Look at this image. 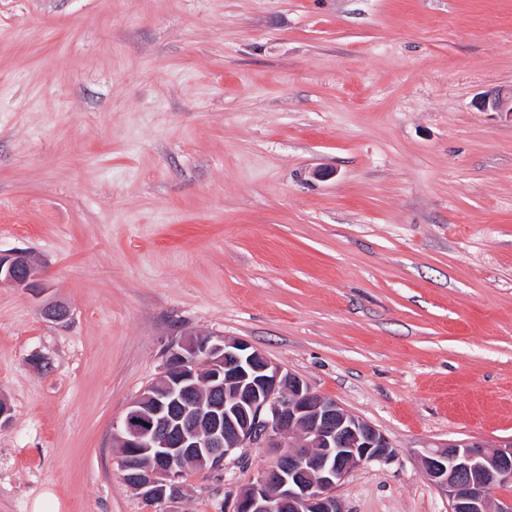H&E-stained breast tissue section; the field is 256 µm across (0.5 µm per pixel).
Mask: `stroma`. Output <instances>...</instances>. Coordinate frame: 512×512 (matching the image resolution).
I'll return each mask as SVG.
<instances>
[{
  "instance_id": "obj_1",
  "label": "stroma",
  "mask_w": 512,
  "mask_h": 512,
  "mask_svg": "<svg viewBox=\"0 0 512 512\" xmlns=\"http://www.w3.org/2000/svg\"><path fill=\"white\" fill-rule=\"evenodd\" d=\"M510 90L512 0H0V251L44 277L0 288V512H230L278 449L121 478L191 331L386 436L345 512H448L422 455L512 438Z\"/></svg>"
}]
</instances>
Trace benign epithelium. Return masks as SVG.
<instances>
[{"label": "benign epithelium", "mask_w": 512, "mask_h": 512, "mask_svg": "<svg viewBox=\"0 0 512 512\" xmlns=\"http://www.w3.org/2000/svg\"><path fill=\"white\" fill-rule=\"evenodd\" d=\"M512 112V93L482 100ZM43 287L41 270L25 251H0V287ZM42 316L63 323L69 307L48 302ZM208 372L212 395L196 396V375ZM116 436L126 456L149 455L123 478L149 503L181 490L183 464L213 471L243 448L280 453L235 500L233 512H344L335 495L356 467L390 458L388 439L374 426L315 394L298 375L240 339L189 332L169 348L162 371L129 406ZM433 484L448 494L449 512H512V498L495 491L512 483V439L487 449L455 443L422 456Z\"/></svg>", "instance_id": "1"}]
</instances>
